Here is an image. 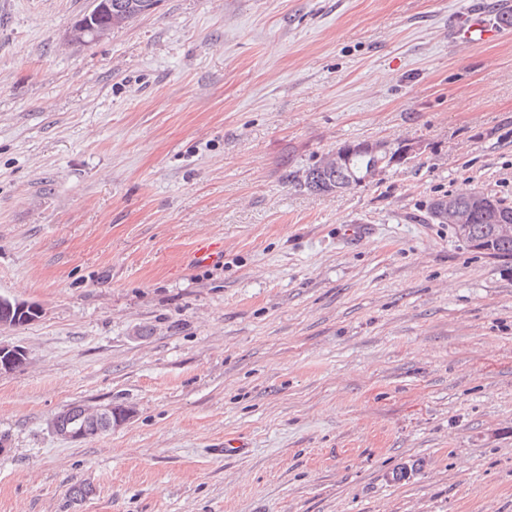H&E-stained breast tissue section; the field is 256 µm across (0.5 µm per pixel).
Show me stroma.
<instances>
[{
    "label": "stroma",
    "instance_id": "1",
    "mask_svg": "<svg viewBox=\"0 0 512 512\" xmlns=\"http://www.w3.org/2000/svg\"><path fill=\"white\" fill-rule=\"evenodd\" d=\"M472 2L159 0L71 45L93 0H0V296L41 308L0 326V512H512V259L429 211L512 205V28L454 39ZM75 404L132 415L59 439ZM393 149L387 151V157L383 152L378 153L373 156L368 153L366 154H355L350 161V167L353 173L356 175L351 180L348 175L339 173L336 177L338 171L342 168V164L347 159L346 152H337L336 151V160L332 159V153L334 150L325 154L320 160L309 166L302 172L300 177H295L294 184L295 187H299V189L306 190L310 193L315 194H333L339 192L336 190V183L341 181V185H346L347 188H350L352 185L357 186L362 182L370 180L373 178L377 171L372 170L368 173L371 167L377 168L379 167L391 157L393 153ZM382 159V160H381ZM378 160H380L378 162ZM336 162V166H335ZM377 164V165H376ZM387 167V163H384L381 168ZM366 177L364 178V176ZM364 178V179H363ZM363 179V180H362ZM362 180V181H361ZM346 188V189H347ZM224 248L221 242L208 236H200L194 245L192 261L198 264H208L218 261Z\"/></svg>",
    "mask_w": 512,
    "mask_h": 512
}]
</instances>
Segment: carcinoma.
<instances>
[{"instance_id":"cac0c4a2","label":"carcinoma","mask_w":512,"mask_h":512,"mask_svg":"<svg viewBox=\"0 0 512 512\" xmlns=\"http://www.w3.org/2000/svg\"><path fill=\"white\" fill-rule=\"evenodd\" d=\"M159 0H99L100 10L97 14L96 25L105 26L111 16L127 12L145 14L146 10L155 8ZM385 157L384 153L375 156L356 154L350 161V167L355 174L351 178L346 174H336L335 160L332 153L325 154L320 160L309 166L302 175L294 179L295 186L315 194H333L336 192V183L342 182L346 187L355 186L368 174L370 168L376 166L379 160ZM450 202L461 214L467 216L466 227L468 236L474 239L493 243V248L501 258L512 257V238L502 239L496 237L495 225L505 219H512V206H509L492 193L474 191L469 194L452 195ZM37 312L32 309L25 311L15 309L3 312L0 319L13 327H21L30 322Z\"/></svg>"}]
</instances>
